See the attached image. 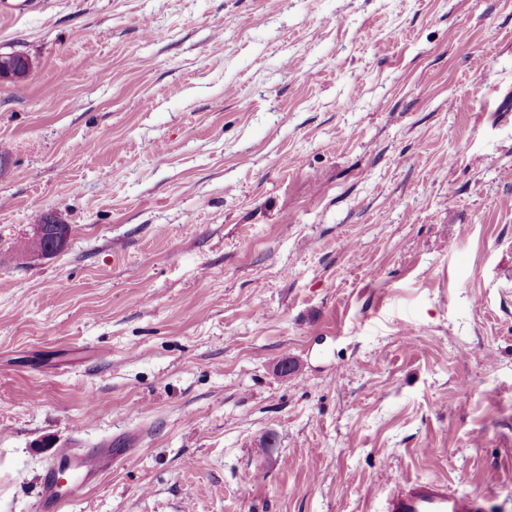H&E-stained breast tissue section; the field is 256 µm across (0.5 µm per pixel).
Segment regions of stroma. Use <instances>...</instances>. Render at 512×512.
Segmentation results:
<instances>
[{"instance_id": "stroma-1", "label": "stroma", "mask_w": 512, "mask_h": 512, "mask_svg": "<svg viewBox=\"0 0 512 512\" xmlns=\"http://www.w3.org/2000/svg\"><path fill=\"white\" fill-rule=\"evenodd\" d=\"M1 52L0 512L107 439L67 512H512V0H39ZM32 61L20 54H0V79H20L32 69ZM43 219L44 213L36 215L33 239L48 237L53 241V245H49L46 251H35L31 253L37 257L48 258L66 247L70 236V229L69 225L64 224L54 212L45 213L44 222L39 224ZM49 242V239L43 238L39 242L32 241L30 245L35 249H45ZM490 494L458 493L441 479L389 485L384 497L385 512H492Z\"/></svg>"}]
</instances>
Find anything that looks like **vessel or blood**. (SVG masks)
Here are the masks:
<instances>
[{"mask_svg":"<svg viewBox=\"0 0 512 512\" xmlns=\"http://www.w3.org/2000/svg\"><path fill=\"white\" fill-rule=\"evenodd\" d=\"M99 467L98 453L72 444L58 449L53 466L43 476L40 501L44 512H64L73 498L72 493L62 492L58 486L61 472L72 471L87 477L96 473ZM383 509L384 512H492V497L456 492L441 479L395 481L387 489Z\"/></svg>","mask_w":512,"mask_h":512,"instance_id":"vessel-or-blood-1","label":"vessel or blood"}]
</instances>
